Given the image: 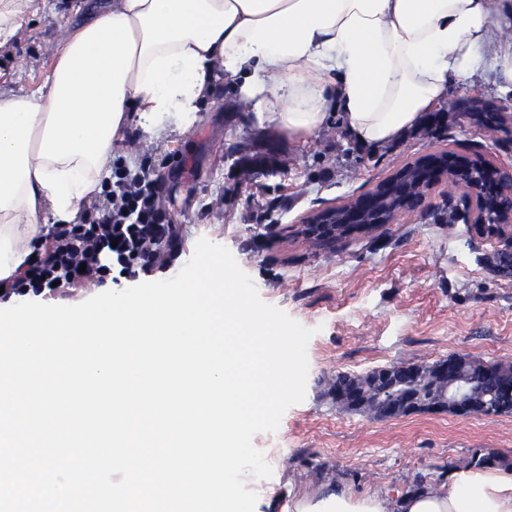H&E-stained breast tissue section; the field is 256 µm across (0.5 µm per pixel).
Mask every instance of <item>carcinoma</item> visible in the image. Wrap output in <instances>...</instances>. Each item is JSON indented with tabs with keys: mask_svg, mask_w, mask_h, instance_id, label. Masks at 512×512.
I'll use <instances>...</instances> for the list:
<instances>
[{
	"mask_svg": "<svg viewBox=\"0 0 512 512\" xmlns=\"http://www.w3.org/2000/svg\"><path fill=\"white\" fill-rule=\"evenodd\" d=\"M239 161L241 165L251 167L276 165V158L270 153L244 154ZM437 366L436 361L399 362L362 375L338 371L329 380L328 393L343 410L361 414L367 411L368 403L376 396L385 405L401 393L428 401L443 384ZM455 370L471 382V415H512V398L503 391V386L512 385V363L484 362L459 356Z\"/></svg>",
	"mask_w": 512,
	"mask_h": 512,
	"instance_id": "1",
	"label": "carcinoma"
}]
</instances>
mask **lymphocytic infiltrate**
<instances>
[{"instance_id":"1","label":"lymphocytic infiltrate","mask_w":512,"mask_h":512,"mask_svg":"<svg viewBox=\"0 0 512 512\" xmlns=\"http://www.w3.org/2000/svg\"><path fill=\"white\" fill-rule=\"evenodd\" d=\"M102 195L106 203L91 221L59 226L51 252L11 285L12 294L39 292L45 282L69 286L83 271L103 280L116 271L131 276L163 266L175 247L176 226L151 159L132 168L113 164ZM108 247L115 257L101 262L99 255Z\"/></svg>"}]
</instances>
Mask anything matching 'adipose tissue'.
<instances>
[{
	"instance_id": "ef3b65f1",
	"label": "adipose tissue",
	"mask_w": 512,
	"mask_h": 512,
	"mask_svg": "<svg viewBox=\"0 0 512 512\" xmlns=\"http://www.w3.org/2000/svg\"><path fill=\"white\" fill-rule=\"evenodd\" d=\"M512 0H112L64 27L32 92H0V283L26 270L49 226L78 224L128 131L189 127L217 76L256 126L313 137L330 114L366 150L399 141L471 77L476 49L512 65ZM288 512H512V476L449 473L393 498L342 486Z\"/></svg>"
}]
</instances>
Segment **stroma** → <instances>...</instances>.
<instances>
[{"mask_svg": "<svg viewBox=\"0 0 512 512\" xmlns=\"http://www.w3.org/2000/svg\"><path fill=\"white\" fill-rule=\"evenodd\" d=\"M111 0H32L26 22L0 60V92L33 91L61 48V19L77 25ZM473 78L448 80L443 126L417 128L398 143L365 151L327 124L309 141L253 127L251 113L231 83L203 105L189 129L135 137L114 145L135 164L148 155L159 172L180 237L163 268L136 282L175 276L200 238L221 241L254 281L261 299L314 329L307 345L306 395L289 407L276 431L253 438L272 468L269 478L246 477L258 512H284L296 496L333 484L356 492H407L416 474L438 483L495 452L512 473V415L462 418L450 413L388 420L339 411L327 394L336 372L364 373L391 363L433 362L449 355L512 361V275L491 273L498 240L482 238L463 222L449 223L461 191L440 185L420 210L366 237L313 249L298 228L312 211L338 206L373 189L406 162L439 149H487L512 166V144H495L457 108L481 95L512 109V73L476 50ZM276 155L279 172L239 175L242 153Z\"/></svg>", "mask_w": 512, "mask_h": 512, "instance_id": "stroma-1", "label": "stroma"}]
</instances>
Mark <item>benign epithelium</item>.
<instances>
[{"label": "benign epithelium", "mask_w": 512, "mask_h": 512, "mask_svg": "<svg viewBox=\"0 0 512 512\" xmlns=\"http://www.w3.org/2000/svg\"><path fill=\"white\" fill-rule=\"evenodd\" d=\"M458 107L472 123L478 113L496 112L502 117L501 130L512 133V117L497 101L481 96L461 100ZM490 168L497 172L495 184L482 182L473 169ZM417 174V183L411 182ZM457 185L463 190L464 209L460 220L480 237L499 239L507 252L512 251V166L492 162L483 150L458 151L434 158L425 153L405 163L375 188L308 215L301 235L315 249L336 246V226L350 224L356 233L365 235L378 224H393L399 217L418 210L427 196L441 184ZM446 396L430 404L412 408L414 413L450 412L469 416V399L463 380L456 377L445 383Z\"/></svg>", "instance_id": "1"}]
</instances>
